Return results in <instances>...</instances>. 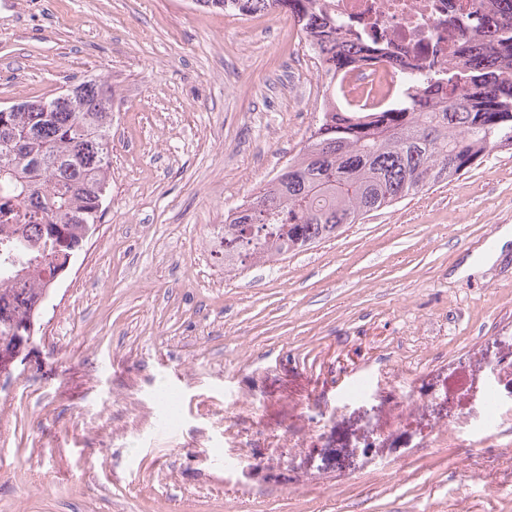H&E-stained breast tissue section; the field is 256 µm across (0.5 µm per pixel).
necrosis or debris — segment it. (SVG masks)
Returning a JSON list of instances; mask_svg holds the SVG:
<instances>
[{"instance_id":"1","label":"necrosis or debris","mask_w":512,"mask_h":512,"mask_svg":"<svg viewBox=\"0 0 512 512\" xmlns=\"http://www.w3.org/2000/svg\"><path fill=\"white\" fill-rule=\"evenodd\" d=\"M323 13L339 34L371 49L375 61L346 76L337 96L349 109H372L391 100L401 73L464 69L470 44L461 27L512 22L506 0H323Z\"/></svg>"}]
</instances>
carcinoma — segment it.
Listing matches in <instances>:
<instances>
[{"label": "carcinoma", "instance_id": "cac0c4a2", "mask_svg": "<svg viewBox=\"0 0 512 512\" xmlns=\"http://www.w3.org/2000/svg\"><path fill=\"white\" fill-rule=\"evenodd\" d=\"M241 14L282 8L297 20L327 77L320 119L298 154L224 220V262L302 250L369 213L469 169L486 152L512 149V63L494 48L512 34L472 32L463 72H408L395 103L343 108L336 78L371 59L339 36L319 0H195ZM112 94L90 79L59 97L0 112V347L28 348L44 300L94 234L110 187Z\"/></svg>", "mask_w": 512, "mask_h": 512}]
</instances>
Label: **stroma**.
<instances>
[{"instance_id": "35a3bbf8", "label": "stroma", "mask_w": 512, "mask_h": 512, "mask_svg": "<svg viewBox=\"0 0 512 512\" xmlns=\"http://www.w3.org/2000/svg\"><path fill=\"white\" fill-rule=\"evenodd\" d=\"M283 10L0 0V106L115 93L101 223L0 391V512H512V150L305 250L208 238L303 146L326 78ZM372 385L370 402H342ZM485 413L474 423L471 420H461L456 423V431H467L474 435H481L491 427L504 424H512V407L503 403L499 396L494 393L491 401H484Z\"/></svg>"}]
</instances>
